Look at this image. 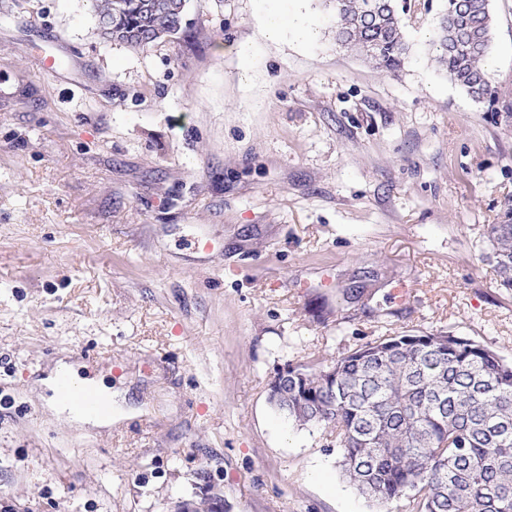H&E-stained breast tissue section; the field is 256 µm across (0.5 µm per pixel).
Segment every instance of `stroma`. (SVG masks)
Segmentation results:
<instances>
[{
	"instance_id": "35a3bbf8",
	"label": "stroma",
	"mask_w": 512,
	"mask_h": 512,
	"mask_svg": "<svg viewBox=\"0 0 512 512\" xmlns=\"http://www.w3.org/2000/svg\"><path fill=\"white\" fill-rule=\"evenodd\" d=\"M283 7L310 37L267 36ZM443 8L409 0L390 74L337 45L325 0H188L186 35L144 50L103 41L87 0H0V512H410L350 486L268 385L404 331L512 360L486 258L512 117L437 67ZM492 8L512 99V0ZM61 361L122 418L53 420ZM176 507L180 512H223L224 509L222 499L218 495H205L199 500H184Z\"/></svg>"
}]
</instances>
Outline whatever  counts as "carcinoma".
<instances>
[{
	"label": "carcinoma",
	"mask_w": 512,
	"mask_h": 512,
	"mask_svg": "<svg viewBox=\"0 0 512 512\" xmlns=\"http://www.w3.org/2000/svg\"><path fill=\"white\" fill-rule=\"evenodd\" d=\"M100 37L134 49L177 39L188 24L178 0H89ZM435 62L488 112L512 114L487 77L490 0H445ZM336 41L376 67L405 64L398 0H332ZM490 257L512 287V224H489ZM275 406L300 426L335 434L348 482L386 506L412 512H512V361L470 338L402 332L378 336L330 364L288 366V398ZM218 495L184 500L178 512H223Z\"/></svg>",
	"instance_id": "cac0c4a2"
}]
</instances>
